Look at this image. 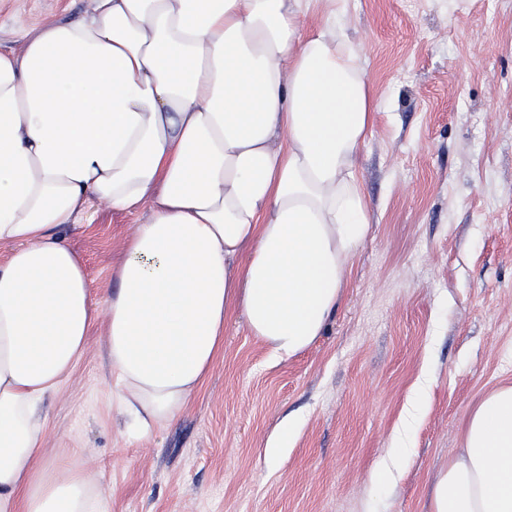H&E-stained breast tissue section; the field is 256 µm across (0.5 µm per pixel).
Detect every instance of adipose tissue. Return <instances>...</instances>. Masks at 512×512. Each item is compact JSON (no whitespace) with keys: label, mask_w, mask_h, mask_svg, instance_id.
Masks as SVG:
<instances>
[{"label":"adipose tissue","mask_w":512,"mask_h":512,"mask_svg":"<svg viewBox=\"0 0 512 512\" xmlns=\"http://www.w3.org/2000/svg\"><path fill=\"white\" fill-rule=\"evenodd\" d=\"M345 7L91 0L0 53V512H109L84 472L36 469L44 403L97 311L112 411L139 438L180 417L231 315L279 361L323 335L370 232L358 168L376 104ZM91 201L150 212L100 307L66 239ZM430 382L406 403L399 459ZM427 497L428 512H512V383L470 409Z\"/></svg>","instance_id":"1"}]
</instances>
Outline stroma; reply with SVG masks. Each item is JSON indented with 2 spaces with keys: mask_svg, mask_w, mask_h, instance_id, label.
<instances>
[{
  "mask_svg": "<svg viewBox=\"0 0 512 512\" xmlns=\"http://www.w3.org/2000/svg\"><path fill=\"white\" fill-rule=\"evenodd\" d=\"M90 0H0V51L76 18ZM379 107L359 179L370 233L329 327L275 361L241 317L180 420L122 437L103 318L48 403L40 465L85 470L110 512H426L430 479L459 447L470 407L512 382V0H348ZM145 212L89 204L71 247L95 294L112 285ZM432 383L395 484L375 465L423 369ZM302 423L276 464L283 419Z\"/></svg>",
  "mask_w": 512,
  "mask_h": 512,
  "instance_id": "35a3bbf8",
  "label": "stroma"
}]
</instances>
